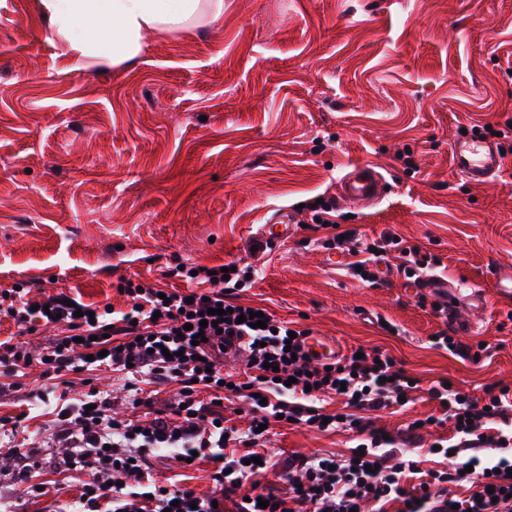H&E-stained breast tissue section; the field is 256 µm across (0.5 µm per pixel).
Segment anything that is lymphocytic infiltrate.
Listing matches in <instances>:
<instances>
[{
    "mask_svg": "<svg viewBox=\"0 0 512 512\" xmlns=\"http://www.w3.org/2000/svg\"><path fill=\"white\" fill-rule=\"evenodd\" d=\"M174 276L195 280L196 290L159 295L157 288L127 284L129 311L111 306L93 316H76L63 295L33 309L23 291L0 290V313L20 333L34 325H57L61 333L45 349L43 372L94 371L101 367L130 373L132 405L143 404L141 384L174 386L168 411L156 413L137 430L133 420L116 416L110 394L94 390L79 403L61 407L55 436L64 448V465L86 474L78 512H512V434H488L489 425L512 424V389L491 386L475 397L444 381H435L429 397L435 412L423 423H409L408 437L419 426L452 422L460 440L440 446L443 467H423L405 455L396 438L373 428L367 412L399 406L400 396L416 387L390 353L365 350L331 365L315 364L302 350L307 329L265 312L264 327L239 322L250 306L236 301L248 287L246 269L229 276L174 268ZM225 308L215 325L202 326L208 309ZM202 343H195L196 335ZM244 337L242 374L224 373V337ZM232 394L250 414L247 428L223 423L224 407L200 400L201 392ZM342 395V411L327 412L321 396ZM304 425L318 431L355 433L357 445L345 455H294L279 462L258 456L266 427ZM164 448L181 457L212 464L211 494L170 482L158 484L150 458ZM281 468L285 486L260 483L259 475Z\"/></svg>",
    "mask_w": 512,
    "mask_h": 512,
    "instance_id": "obj_1",
    "label": "lymphocytic infiltrate"
}]
</instances>
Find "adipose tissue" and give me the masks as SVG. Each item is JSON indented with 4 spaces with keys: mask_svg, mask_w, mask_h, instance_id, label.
Masks as SVG:
<instances>
[{
    "mask_svg": "<svg viewBox=\"0 0 512 512\" xmlns=\"http://www.w3.org/2000/svg\"><path fill=\"white\" fill-rule=\"evenodd\" d=\"M62 50L74 61L118 66L137 58L147 34L189 30L219 19L224 0H35Z\"/></svg>",
    "mask_w": 512,
    "mask_h": 512,
    "instance_id": "1",
    "label": "adipose tissue"
}]
</instances>
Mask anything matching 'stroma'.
Listing matches in <instances>:
<instances>
[{"mask_svg": "<svg viewBox=\"0 0 512 512\" xmlns=\"http://www.w3.org/2000/svg\"><path fill=\"white\" fill-rule=\"evenodd\" d=\"M512 118V0H224V15L152 36L134 62L82 65L67 56L33 0H0V288L33 302L67 293L126 310V282L184 290L179 264L235 262L257 274L241 293L340 341L378 346L419 389L401 412L372 414L400 436L433 413L427 389L445 378L482 396L512 387V143L496 139L499 172L482 184L453 167L462 130ZM386 183L368 207L339 202L353 168ZM335 201L341 231L370 242L392 235L431 256V272L482 290L472 361L434 347L446 321L436 296L406 293L397 252L380 259L394 278L367 282L325 247L307 202ZM288 238L253 245L280 210ZM109 374L51 379L0 374V416H28L25 438L46 483L26 495L0 461V512H55L79 481L59 474L49 414L63 391H113L117 412L143 419ZM348 432L278 429L274 453L340 452Z\"/></svg>", "mask_w": 512, "mask_h": 512, "instance_id": "35a3bbf8", "label": "stroma"}]
</instances>
